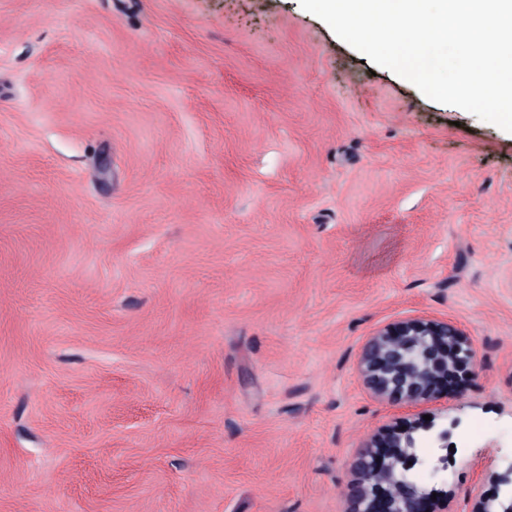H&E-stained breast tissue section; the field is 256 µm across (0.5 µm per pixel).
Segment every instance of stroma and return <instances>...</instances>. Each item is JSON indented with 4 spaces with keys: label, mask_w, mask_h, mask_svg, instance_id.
Here are the masks:
<instances>
[{
    "label": "stroma",
    "mask_w": 512,
    "mask_h": 512,
    "mask_svg": "<svg viewBox=\"0 0 512 512\" xmlns=\"http://www.w3.org/2000/svg\"><path fill=\"white\" fill-rule=\"evenodd\" d=\"M418 316L478 376L375 398L363 344ZM417 414L471 512L512 463L511 133L299 0H0V512H345Z\"/></svg>",
    "instance_id": "obj_1"
}]
</instances>
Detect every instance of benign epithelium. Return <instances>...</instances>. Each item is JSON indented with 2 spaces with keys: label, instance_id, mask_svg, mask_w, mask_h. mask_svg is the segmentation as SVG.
Instances as JSON below:
<instances>
[{
  "label": "benign epithelium",
  "instance_id": "benign-epithelium-1",
  "mask_svg": "<svg viewBox=\"0 0 512 512\" xmlns=\"http://www.w3.org/2000/svg\"><path fill=\"white\" fill-rule=\"evenodd\" d=\"M359 371L366 389L388 401L428 403L440 397L442 382L451 377L474 378L479 373L468 334L456 323L412 318L389 325L365 343ZM406 429L390 428L370 441L352 462L356 478L350 486L346 512H427L448 501L445 485L422 488L395 481L394 472L410 473L423 464L418 450L432 443L440 453L432 460L436 473L448 471V427L437 417L414 418ZM491 495L481 494L472 512H512V466L489 475ZM436 499H431V496Z\"/></svg>",
  "mask_w": 512,
  "mask_h": 512
}]
</instances>
